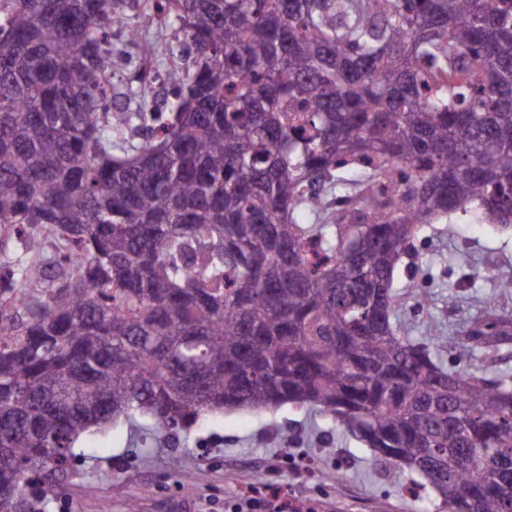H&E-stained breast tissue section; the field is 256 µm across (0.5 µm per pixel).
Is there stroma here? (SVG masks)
<instances>
[{
  "mask_svg": "<svg viewBox=\"0 0 512 512\" xmlns=\"http://www.w3.org/2000/svg\"><path fill=\"white\" fill-rule=\"evenodd\" d=\"M395 286L411 315L410 336L429 339L446 366L512 373V342L495 354L483 344L465 354L458 347L487 303L512 315V230L472 223L462 213L451 225H430L404 258ZM422 292L429 301L420 307L415 297ZM147 444L142 429L123 420L83 434L55 512H224L260 483L281 488L297 512L421 508L400 490L409 473L377 476L356 438L302 408L217 412L190 434L152 441L148 455Z\"/></svg>",
  "mask_w": 512,
  "mask_h": 512,
  "instance_id": "stroma-1",
  "label": "stroma"
}]
</instances>
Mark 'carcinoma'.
I'll return each mask as SVG.
<instances>
[{"mask_svg": "<svg viewBox=\"0 0 512 512\" xmlns=\"http://www.w3.org/2000/svg\"><path fill=\"white\" fill-rule=\"evenodd\" d=\"M137 2L184 36L163 111L112 91L125 0H0V512L116 417L286 404L512 512V376L445 367L394 289L427 226H512V0Z\"/></svg>", "mask_w": 512, "mask_h": 512, "instance_id": "1", "label": "carcinoma"}]
</instances>
